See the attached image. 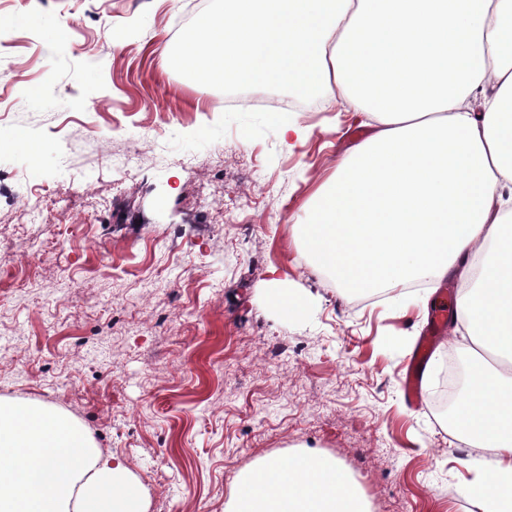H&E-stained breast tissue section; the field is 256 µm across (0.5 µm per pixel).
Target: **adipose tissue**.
<instances>
[{
	"label": "adipose tissue",
	"mask_w": 512,
	"mask_h": 512,
	"mask_svg": "<svg viewBox=\"0 0 512 512\" xmlns=\"http://www.w3.org/2000/svg\"><path fill=\"white\" fill-rule=\"evenodd\" d=\"M166 54L211 83L366 116L371 135L338 158L295 237L355 295L467 281L468 491L483 512H512V0H223ZM0 512H145V497L70 414L0 398ZM224 512L369 505L336 459L304 451L239 475Z\"/></svg>",
	"instance_id": "adipose-tissue-1"
}]
</instances>
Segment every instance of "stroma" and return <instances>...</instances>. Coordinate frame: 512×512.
I'll return each mask as SVG.
<instances>
[{
  "mask_svg": "<svg viewBox=\"0 0 512 512\" xmlns=\"http://www.w3.org/2000/svg\"><path fill=\"white\" fill-rule=\"evenodd\" d=\"M220 6L0 0L42 18L0 27V397L75 417L129 462L147 512H224L242 472L302 450L343 464L371 512H479L473 449L431 399L466 353L458 319L408 408L403 366L439 291L348 296L293 236L370 127L321 99L285 110L307 129L288 148L263 105L286 89L236 108L240 87L166 65L186 18ZM276 282L308 310L283 315Z\"/></svg>",
  "mask_w": 512,
  "mask_h": 512,
  "instance_id": "1",
  "label": "stroma"
}]
</instances>
